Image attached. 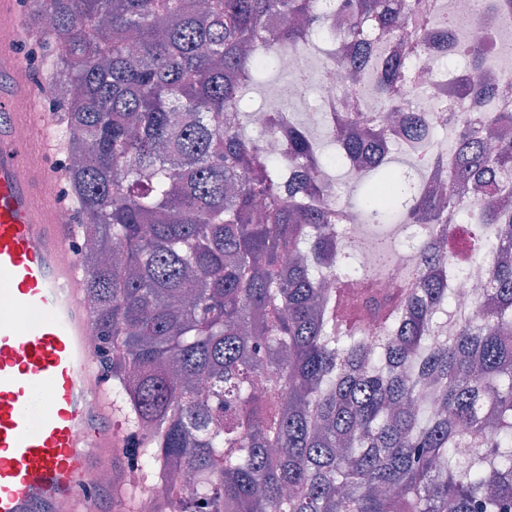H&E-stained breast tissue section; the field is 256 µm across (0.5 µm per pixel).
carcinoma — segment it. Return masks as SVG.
<instances>
[{
    "instance_id": "cac0c4a2",
    "label": "carcinoma",
    "mask_w": 512,
    "mask_h": 512,
    "mask_svg": "<svg viewBox=\"0 0 512 512\" xmlns=\"http://www.w3.org/2000/svg\"><path fill=\"white\" fill-rule=\"evenodd\" d=\"M341 31L399 40L407 21L452 30L436 0H342ZM52 24L40 67L61 120L81 216L80 250L112 422L130 429L142 488L183 468L152 512H512V140L487 136L512 112H453L448 188L422 185L429 157L389 165L386 131L342 112L343 147L318 151L288 121V159L246 134L245 94L271 63L257 43L307 50L329 23L316 0H37ZM413 72L389 64L372 106L402 107ZM423 116L400 122L421 139ZM366 182L375 224L432 225L418 245L402 318L350 336L340 308L390 262L361 248L327 176ZM300 169L283 191V165ZM474 243L493 306L443 334L454 219ZM375 341L380 351L367 348ZM474 449L467 458L453 449Z\"/></svg>"
}]
</instances>
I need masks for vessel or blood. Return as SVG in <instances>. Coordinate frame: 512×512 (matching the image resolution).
<instances>
[{
	"mask_svg": "<svg viewBox=\"0 0 512 512\" xmlns=\"http://www.w3.org/2000/svg\"><path fill=\"white\" fill-rule=\"evenodd\" d=\"M27 18L0 0V512H89V471L115 467L112 399L78 258L60 214L68 172L44 130L37 83L14 44ZM27 137H19V130Z\"/></svg>",
	"mask_w": 512,
	"mask_h": 512,
	"instance_id": "vessel-or-blood-1",
	"label": "vessel or blood"
}]
</instances>
